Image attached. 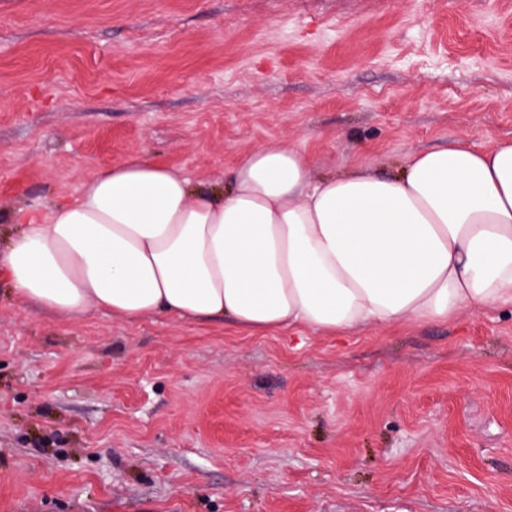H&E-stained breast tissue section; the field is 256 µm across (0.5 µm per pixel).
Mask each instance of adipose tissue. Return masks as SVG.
<instances>
[{
	"label": "adipose tissue",
	"instance_id": "1",
	"mask_svg": "<svg viewBox=\"0 0 512 512\" xmlns=\"http://www.w3.org/2000/svg\"><path fill=\"white\" fill-rule=\"evenodd\" d=\"M282 142L244 155L226 191L135 156L0 250L14 293L77 321L226 320L257 335L453 321L512 307V140L410 154L400 173L309 175Z\"/></svg>",
	"mask_w": 512,
	"mask_h": 512
}]
</instances>
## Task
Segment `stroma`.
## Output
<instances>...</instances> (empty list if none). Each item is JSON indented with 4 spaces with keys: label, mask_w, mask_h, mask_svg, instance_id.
Returning a JSON list of instances; mask_svg holds the SVG:
<instances>
[{
    "label": "stroma",
    "mask_w": 512,
    "mask_h": 512,
    "mask_svg": "<svg viewBox=\"0 0 512 512\" xmlns=\"http://www.w3.org/2000/svg\"><path fill=\"white\" fill-rule=\"evenodd\" d=\"M461 139H512V0H0L1 247L132 155L220 191ZM0 512H512V307L300 342L1 280Z\"/></svg>",
    "instance_id": "35a3bbf8"
}]
</instances>
